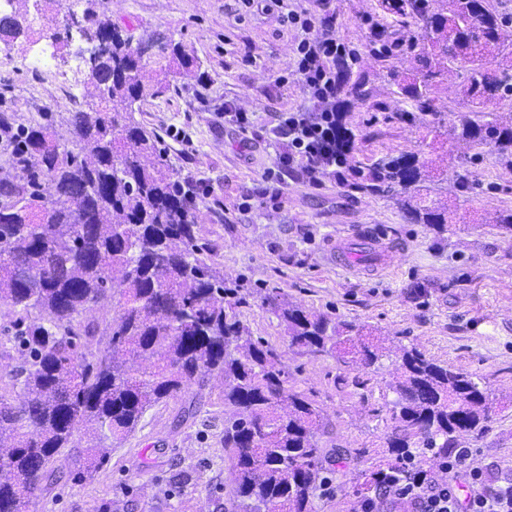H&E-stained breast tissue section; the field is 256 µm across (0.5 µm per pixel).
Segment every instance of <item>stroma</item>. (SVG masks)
Segmentation results:
<instances>
[{
    "instance_id": "obj_1",
    "label": "stroma",
    "mask_w": 512,
    "mask_h": 512,
    "mask_svg": "<svg viewBox=\"0 0 512 512\" xmlns=\"http://www.w3.org/2000/svg\"><path fill=\"white\" fill-rule=\"evenodd\" d=\"M94 3L125 27L132 44L171 40L192 60L185 68L169 54L144 57L143 82L154 93L141 101L137 117L159 137L176 180L195 182L203 191L196 222L225 277L280 289L294 304L381 336L389 350L372 393L363 396L350 385L364 377L362 366L341 368L334 358L296 353L257 300L242 308L253 335L277 348L290 387L313 395L332 424L321 439L329 453L323 475L330 487L315 491L314 512H351L365 473L390 462L386 385L404 347L484 378L496 409L487 432L460 445L476 449L480 463L511 470L512 238L483 222L512 208V157L489 147L477 155L454 136H430V118L421 113L396 119L403 104L381 78L382 62L367 42L378 0L330 2L336 32L356 56L350 71L376 90L374 101L352 108L345 120L360 137V160L371 164L410 152L441 173V182L430 187L432 197L448 206V229L440 235L411 223L391 195L365 193L348 178L330 176L312 187L296 174L280 198L266 192L262 176L277 151L262 136L267 115L303 102L298 84L273 81L302 36L285 17L309 7V0H262L256 6L244 0ZM85 6V0H26L23 34L12 50L0 51V106L24 125L53 113L55 137L65 146L72 143L67 113L95 99L88 71L72 70L68 95L54 73L32 74L24 60L40 30L64 29L68 11ZM234 98L248 101L252 133L219 122L218 112ZM172 127L182 129L186 140L170 137ZM456 171L468 177L466 192L448 181ZM246 201L250 209L241 210ZM365 230L383 237L385 253L374 261L360 256L354 268L337 266V240ZM222 389L213 377L198 393L151 408L143 428L112 448L92 479L75 481L66 463L58 462L57 480L38 512H229L233 478Z\"/></svg>"
}]
</instances>
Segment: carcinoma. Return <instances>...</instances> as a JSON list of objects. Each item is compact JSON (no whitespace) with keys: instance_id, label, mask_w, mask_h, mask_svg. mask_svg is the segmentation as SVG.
Masks as SVG:
<instances>
[{"instance_id":"cac0c4a2","label":"carcinoma","mask_w":512,"mask_h":512,"mask_svg":"<svg viewBox=\"0 0 512 512\" xmlns=\"http://www.w3.org/2000/svg\"><path fill=\"white\" fill-rule=\"evenodd\" d=\"M371 51L385 61L406 44L412 71L383 77L410 106L405 111L445 119L435 108L448 64L467 71L468 113L456 138L479 151L512 155V121L486 106L512 98V47L500 32L512 24L498 0H378ZM82 16L112 51L89 77L97 101L69 113L73 148L53 137L52 113L19 126L12 152L15 174L0 177V316L15 328L21 365L0 391V512H37L54 464L66 459L77 480L93 475L107 449L122 443L152 407L217 375L224 385V447L235 486L231 512H312L323 470L321 437L329 422L317 400L288 387L289 373L271 344L254 338L238 308L251 296L283 326L288 346L331 356L340 366H375L386 348L375 336H352L356 325L288 301L276 288L244 291L224 278L200 242L191 202L165 168L158 138L135 117L150 94L142 57L112 20L86 7ZM407 32L400 43L389 38ZM21 25L0 17V41ZM347 112L373 97L368 81L338 75ZM340 157L369 193L399 190L408 218L438 233L448 207L422 193L429 165L401 153L364 166L356 135L336 129ZM491 227L512 236V210ZM109 302V318L82 321ZM388 388L396 395L385 447L396 464L365 475L358 493L385 484L416 450L448 457L463 435L479 436L494 412L483 378L427 357L415 347L398 356Z\"/></svg>"}]
</instances>
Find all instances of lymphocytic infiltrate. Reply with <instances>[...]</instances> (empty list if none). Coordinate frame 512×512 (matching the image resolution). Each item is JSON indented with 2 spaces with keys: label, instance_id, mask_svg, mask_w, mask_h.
I'll list each match as a JSON object with an SVG mask.
<instances>
[{
  "label": "lymphocytic infiltrate",
  "instance_id": "f902f5d3",
  "mask_svg": "<svg viewBox=\"0 0 512 512\" xmlns=\"http://www.w3.org/2000/svg\"><path fill=\"white\" fill-rule=\"evenodd\" d=\"M314 10L290 11L287 22L300 25L303 36L293 53V74L309 101L308 106L270 115L269 131L280 145L273 168L263 174L265 182L284 184L290 169L300 168L309 184L320 185L330 168L341 160L336 150V128L341 119L336 110L337 73L352 55L336 33L327 15L321 14L327 0H313ZM441 482L429 476L419 460H404L381 490L364 500L359 512H387L394 503L410 504L414 512H512V473L479 465L472 448H455L441 459ZM467 495H460L459 483Z\"/></svg>",
  "mask_w": 512,
  "mask_h": 512
}]
</instances>
